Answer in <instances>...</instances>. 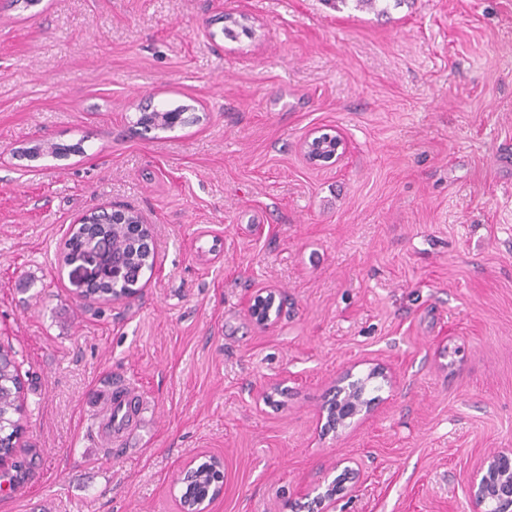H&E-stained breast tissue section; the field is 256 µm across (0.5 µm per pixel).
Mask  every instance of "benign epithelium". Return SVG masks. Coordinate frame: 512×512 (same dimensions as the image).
Returning <instances> with one entry per match:
<instances>
[{"instance_id": "1", "label": "benign epithelium", "mask_w": 512, "mask_h": 512, "mask_svg": "<svg viewBox=\"0 0 512 512\" xmlns=\"http://www.w3.org/2000/svg\"><path fill=\"white\" fill-rule=\"evenodd\" d=\"M343 141L338 135L322 133L318 136L310 135L304 141V153L311 163L328 162L342 157L339 149ZM112 223L125 225L126 231L132 236H142L141 244L149 255H155L152 225L145 223L142 216L121 207H112ZM74 266L75 286L80 296H85L90 283L96 280L99 267V256L95 251L86 252L81 258L72 262ZM275 303V293L267 296H257L253 300L251 312L258 325L267 327L272 324L271 313H261V306L265 302ZM347 384L334 389L331 400L326 406L325 430L336 432L348 426V421L357 415L371 411L373 399L365 397L366 382L360 378H353L348 374L344 377ZM197 479L193 464L183 467L173 480V488L179 489L183 495L179 501H185L188 494L184 490L189 488ZM346 478L334 479L321 484L306 492L312 497L308 508L318 509L320 512H335L339 496L347 493ZM470 489L476 505H494L496 512H512V450L498 451L486 458L481 466L469 478Z\"/></svg>"}]
</instances>
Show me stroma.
Wrapping results in <instances>:
<instances>
[{
	"instance_id": "stroma-1",
	"label": "stroma",
	"mask_w": 512,
	"mask_h": 512,
	"mask_svg": "<svg viewBox=\"0 0 512 512\" xmlns=\"http://www.w3.org/2000/svg\"><path fill=\"white\" fill-rule=\"evenodd\" d=\"M178 105L193 123L135 128ZM314 131L340 161H305ZM112 206L156 255L114 304L59 267ZM0 343L26 389L0 512H179L205 453L210 512H296L348 469L336 512H473L469 474L512 448V0H0ZM374 368L378 405L323 434ZM123 381L144 409L114 443ZM352 374H347L344 377V381L347 384L344 386H336L333 391V395L329 403L327 404L326 410V422L325 430L327 432H337L338 429L348 426L347 420L355 418L361 413L371 411L373 400L372 398L367 399L366 393V382L363 379H353ZM343 409V417L336 420V411ZM193 465L194 462H191L177 473L172 484L173 490L179 488V503L181 506V512H208L209 506L213 504L217 499H219L223 494V485H221L219 488H216L213 493H211V495L208 493L203 499L197 501L190 509L184 508L182 505V502L185 501L186 497H190L191 495V489H189L188 492L187 489L189 488L190 484H192L197 479ZM185 489L186 492L181 495Z\"/></svg>"
}]
</instances>
